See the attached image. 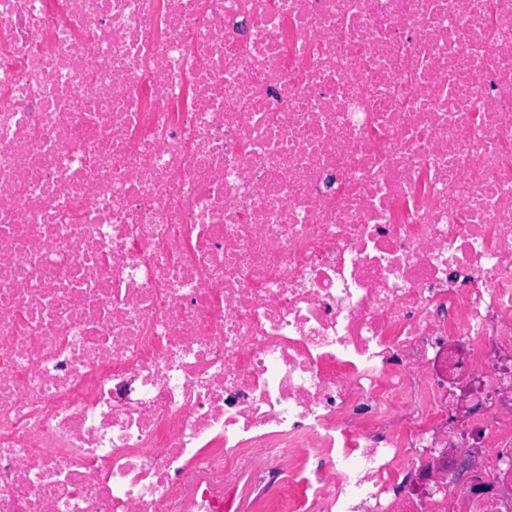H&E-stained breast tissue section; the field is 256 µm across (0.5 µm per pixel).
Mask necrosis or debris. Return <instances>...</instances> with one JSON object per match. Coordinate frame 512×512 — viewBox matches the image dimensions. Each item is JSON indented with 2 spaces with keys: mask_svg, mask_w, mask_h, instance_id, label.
<instances>
[{
  "mask_svg": "<svg viewBox=\"0 0 512 512\" xmlns=\"http://www.w3.org/2000/svg\"><path fill=\"white\" fill-rule=\"evenodd\" d=\"M512 512V0H0V512ZM260 466L261 460L253 456L249 459L242 472L236 476L234 488L240 502V510L238 512H256L255 503L260 495L253 473Z\"/></svg>",
  "mask_w": 512,
  "mask_h": 512,
  "instance_id": "1",
  "label": "necrosis or debris"
}]
</instances>
